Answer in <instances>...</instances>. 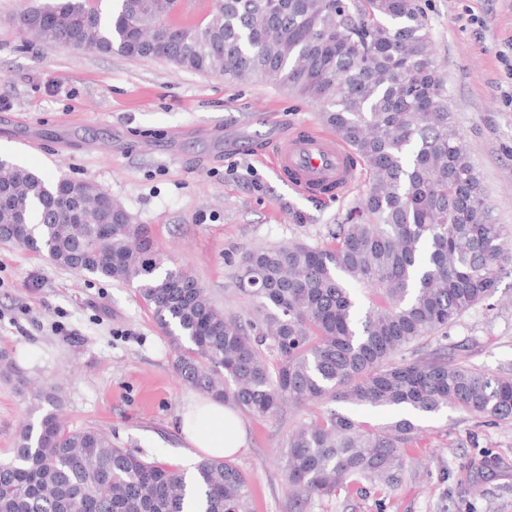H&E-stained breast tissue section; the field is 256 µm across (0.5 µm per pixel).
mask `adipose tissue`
<instances>
[{"instance_id": "1", "label": "adipose tissue", "mask_w": 512, "mask_h": 512, "mask_svg": "<svg viewBox=\"0 0 512 512\" xmlns=\"http://www.w3.org/2000/svg\"><path fill=\"white\" fill-rule=\"evenodd\" d=\"M180 432L188 458H231L245 452L247 430L235 409L211 397L187 401L180 414Z\"/></svg>"}]
</instances>
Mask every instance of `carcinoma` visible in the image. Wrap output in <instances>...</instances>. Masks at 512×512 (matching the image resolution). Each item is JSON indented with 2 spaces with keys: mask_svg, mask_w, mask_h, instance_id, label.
Here are the masks:
<instances>
[{
  "mask_svg": "<svg viewBox=\"0 0 512 512\" xmlns=\"http://www.w3.org/2000/svg\"><path fill=\"white\" fill-rule=\"evenodd\" d=\"M53 0L23 10L20 30L87 52L158 58L179 68L256 77L319 105L366 172L360 197L322 246L248 252L234 286L241 319L217 308L147 229L97 184L0 160V240L118 282L173 338L187 385L258 418L327 401L399 408L369 428L327 409L278 450L292 501L386 492L420 426L445 408L512 422V376H490L423 339L493 297L512 260L464 138L448 111L417 0H216L204 23L174 19L179 0ZM13 456L0 462V512H244L250 478L206 458L192 473L118 448L59 418L44 385Z\"/></svg>",
  "mask_w": 512,
  "mask_h": 512,
  "instance_id": "cac0c4a2",
  "label": "carcinoma"
}]
</instances>
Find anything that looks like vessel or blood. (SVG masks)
Masks as SVG:
<instances>
[{
  "mask_svg": "<svg viewBox=\"0 0 512 512\" xmlns=\"http://www.w3.org/2000/svg\"><path fill=\"white\" fill-rule=\"evenodd\" d=\"M351 158L350 147L336 135L307 124L277 144L273 164L300 192L338 198L359 176Z\"/></svg>",
  "mask_w": 512,
  "mask_h": 512,
  "instance_id": "1",
  "label": "vessel or blood"
}]
</instances>
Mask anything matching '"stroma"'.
Segmentation results:
<instances>
[{
    "mask_svg": "<svg viewBox=\"0 0 512 512\" xmlns=\"http://www.w3.org/2000/svg\"><path fill=\"white\" fill-rule=\"evenodd\" d=\"M35 0H0V156L99 185L146 227L171 265L214 304L246 315L232 276L241 257L288 242L325 243L356 201L303 196L271 164L277 141L321 109L259 79L231 82L159 59L59 49L15 23ZM448 108L496 221L512 242V0H421ZM454 357L512 374V262L492 299L448 329ZM0 354L32 386L55 384L74 429L93 427L145 458L180 463L179 415L192 387L171 339L135 285L90 278L0 244ZM29 403L0 376V459ZM243 414L248 512H293L276 451L304 416ZM398 486L366 497L312 498L305 512H512V426L446 409L422 417Z\"/></svg>",
    "mask_w": 512,
    "mask_h": 512,
    "instance_id": "obj_1",
    "label": "stroma"
}]
</instances>
